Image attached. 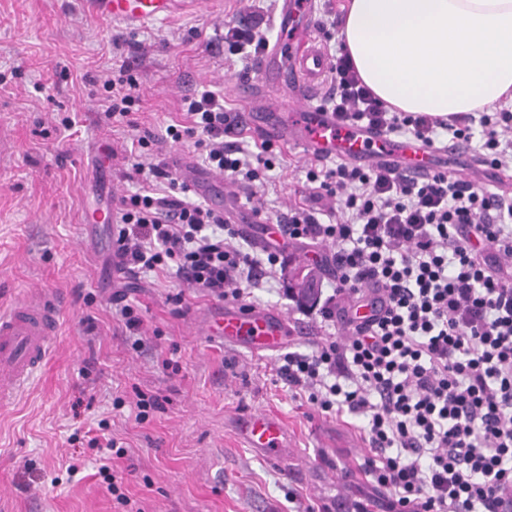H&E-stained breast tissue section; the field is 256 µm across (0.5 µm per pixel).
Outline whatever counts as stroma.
<instances>
[{
  "mask_svg": "<svg viewBox=\"0 0 512 512\" xmlns=\"http://www.w3.org/2000/svg\"><path fill=\"white\" fill-rule=\"evenodd\" d=\"M251 5L181 0L171 18L129 27L96 20L86 0H0V305L41 293L65 299L45 365L0 406V512H126L96 475L104 464L138 512H296L304 500L341 512L376 493L363 475L337 478L360 455L363 418L314 413L277 377L281 351L208 335L205 320L221 300L147 274L129 298L143 320L141 346L132 348L114 315L121 283L112 230L84 221L100 189L118 198L143 185L126 166L97 169L93 157L98 146L137 136L112 131L99 107L113 35L128 41L122 52L139 83L138 128L161 135L182 121V98L202 90L244 112L237 87L255 80V67L230 54L224 29L245 23ZM65 117L74 126L64 132ZM280 150L264 198L272 222L298 199L308 162L296 148ZM178 291L182 316L167 302ZM249 303L286 316L297 333L287 349L310 352L314 326L299 320L281 284L254 289ZM141 392L162 401L143 422L135 418ZM247 410L286 422L297 447L288 466L242 446L234 421ZM101 419L124 457L107 460L72 441Z\"/></svg>",
  "mask_w": 512,
  "mask_h": 512,
  "instance_id": "35a3bbf8",
  "label": "stroma"
}]
</instances>
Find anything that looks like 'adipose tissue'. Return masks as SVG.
Returning a JSON list of instances; mask_svg holds the SVG:
<instances>
[{"label":"adipose tissue","instance_id":"1","mask_svg":"<svg viewBox=\"0 0 512 512\" xmlns=\"http://www.w3.org/2000/svg\"><path fill=\"white\" fill-rule=\"evenodd\" d=\"M338 27L390 110L448 116L512 101V0H348Z\"/></svg>","mask_w":512,"mask_h":512}]
</instances>
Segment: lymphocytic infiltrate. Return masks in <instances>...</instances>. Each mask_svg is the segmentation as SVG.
Instances as JSON below:
<instances>
[{"label":"lymphocytic infiltrate","instance_id":"f902f5d3","mask_svg":"<svg viewBox=\"0 0 512 512\" xmlns=\"http://www.w3.org/2000/svg\"><path fill=\"white\" fill-rule=\"evenodd\" d=\"M102 108L108 124L134 127L139 100L130 67L115 66ZM325 110L430 145L473 148L489 177L512 173V105L494 112H393L363 83L346 53L331 55ZM183 123L165 137L194 139L231 196L262 202L271 141L254 160L245 127L213 92L184 96ZM145 132L136 153L109 147L170 192L121 197L112 211L115 268L127 278L174 272L183 285L246 301L251 287L283 278L297 248L331 267L323 301L298 304L317 328L309 353L283 356L276 374L322 415H365L357 462L385 494L350 512H499L512 493V193L471 177L418 178L397 165L318 158L305 166L300 203L277 220L280 238L261 256L243 251L223 212L183 197L186 183Z\"/></svg>","mask_w":512,"mask_h":512}]
</instances>
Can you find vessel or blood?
Listing matches in <instances>:
<instances>
[{
	"label": "vessel or blood",
	"instance_id": "b4317fda",
	"mask_svg": "<svg viewBox=\"0 0 512 512\" xmlns=\"http://www.w3.org/2000/svg\"><path fill=\"white\" fill-rule=\"evenodd\" d=\"M99 20H120L128 25L162 21L177 8L176 0H88ZM314 27L313 0H282V36L256 61L261 87H291L279 106L270 108L261 95L249 96L248 119L268 138L285 142L311 157L347 161L398 162L414 175L447 172L443 149L413 139H395L379 131L341 125L320 105L322 79L328 58L310 33ZM60 300L40 296L0 308V404L12 401L33 373L46 362L56 334ZM210 334L225 343L254 350L276 349L293 330L286 317L263 309L231 305L212 314ZM240 441L262 456L287 464L294 443L287 425L260 411L239 415Z\"/></svg>",
	"mask_w": 512,
	"mask_h": 512
}]
</instances>
